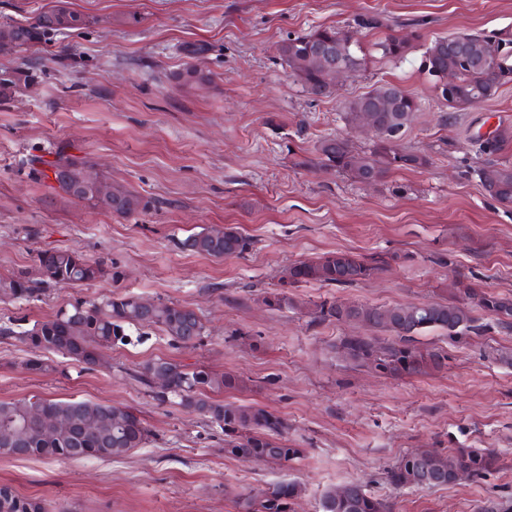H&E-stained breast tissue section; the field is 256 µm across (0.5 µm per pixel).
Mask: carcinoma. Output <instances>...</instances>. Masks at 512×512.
Wrapping results in <instances>:
<instances>
[{
  "label": "carcinoma",
  "instance_id": "cac0c4a2",
  "mask_svg": "<svg viewBox=\"0 0 512 512\" xmlns=\"http://www.w3.org/2000/svg\"><path fill=\"white\" fill-rule=\"evenodd\" d=\"M385 26L377 15H364L354 20L352 30L321 27L307 34L289 38L278 46L282 60L291 74L307 90L320 84L317 70L298 72L290 63V56L298 54L312 41L333 40L342 45L343 56L353 70L366 64V53L359 41L348 39L363 30L372 31ZM61 28L47 26L43 20L26 25L17 51H27L42 43L52 32ZM455 36L437 37L424 52L423 66L433 77V88L446 77L448 69L457 71L456 92L436 93L440 103L449 108H465L470 104L489 100L499 90L512 83V63L500 58L501 48L512 44V29H503L487 37L472 35L487 67L464 66L442 47ZM375 51L390 62L404 60L412 49L406 37L388 35L374 43ZM184 86L212 83V74L204 69L193 70L190 64L175 75ZM372 104L367 92L348 100L343 119L354 127L361 121L360 109ZM420 102L405 93L396 101V111L379 113L382 131L366 152H358L349 139L336 136L320 142L317 152L321 164L348 176L356 183L370 179L377 183L387 174L401 169H422L429 165L428 155L412 152L399 144V135L410 127ZM512 145V127H501L492 138L479 144V152L494 155ZM43 180L59 166L78 175L85 164L66 158L55 161L40 160ZM483 188L502 205H512V166L491 164L477 169ZM112 198L120 207L113 210L106 202L95 206L129 215L147 208L143 200L124 187H116ZM185 251L216 259L240 256L253 247L250 237L238 228L226 225L220 229L204 227L178 241ZM404 260L394 252L371 256L345 252H327L314 259L298 261L288 267L279 279L278 287L265 292L262 302L272 311L294 307L289 289L301 283L320 282L339 288L355 286L374 278L379 272ZM39 277L24 273L0 277L3 295L31 301L39 298L46 285L77 288L109 273L73 250H52L38 257ZM111 277L119 276L115 271ZM143 298L113 294L99 301L77 299L70 308L60 310L54 317L35 322L32 327L17 331L13 322L0 325V338H15L34 356L25 362L32 374H43L52 366L39 353L58 354L87 366L100 363L103 350L129 343L130 332L142 328H157L174 341L191 346L204 334L205 328L196 311L186 305L158 300L146 308ZM492 318L503 329H512V297L488 290L476 278L459 276L451 299L409 303L393 307L368 306L355 301L324 299L314 303V320L352 324L371 322L373 329L388 334L378 336L351 335L343 337L337 349L346 359L359 366H371L391 377L433 374L448 366V357L436 347L419 344L417 337L432 330L448 334L461 331L480 332L477 314ZM133 378L161 401L168 396L178 404L192 409L217 426L224 433V455L239 460L259 463L271 457L286 465L300 459L304 449L288 448V423L258 405L226 402L214 397L224 390L245 387V381L228 372H215L204 365L178 364L157 358L139 365ZM46 402L51 418L68 426L61 433L53 424L40 423L29 429L25 442L9 443L17 429L31 422V414L40 402ZM148 429L130 409L89 400L68 399L56 401L38 395L13 401H0V456L36 457L47 460L82 458H118L141 448L148 441ZM498 453L491 448H455L446 454L430 449L411 450L397 459L386 471L387 482L395 489H433L456 483L457 474L468 471L479 478L496 470ZM303 488L296 481H275L255 494L238 496L237 512H293V505ZM319 512H393L391 504L372 496L358 481L342 487L326 489L318 503ZM0 512H50L46 504L35 498L24 497L8 486H0Z\"/></svg>",
  "mask_w": 512,
  "mask_h": 512
}]
</instances>
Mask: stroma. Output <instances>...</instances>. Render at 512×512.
Here are the masks:
<instances>
[{"instance_id": "obj_1", "label": "stroma", "mask_w": 512, "mask_h": 512, "mask_svg": "<svg viewBox=\"0 0 512 512\" xmlns=\"http://www.w3.org/2000/svg\"><path fill=\"white\" fill-rule=\"evenodd\" d=\"M87 26L49 35L39 51L0 53V68L27 74L0 93V276L35 274L39 254L72 249L109 269L78 288L49 286L41 300L0 299V321L26 329L75 299L126 292L194 309L206 332L189 348L160 330L112 349L102 366L51 356L55 370L32 375L31 352L0 339V400L33 394L86 399L134 411L147 443L110 459L49 461L0 456V485L58 512H237L236 493L279 480L305 492L295 512H317L321 492L357 480L395 512H478L512 498V331L490 323L481 334L432 331L422 345L448 357L446 370L394 378L341 357L360 325L318 323L326 298L373 306L445 301L456 274L512 295V208L491 199L476 174L512 164V146L486 157L478 136L512 127V84L464 110L437 101L420 63L429 42L452 33L512 29V0H70ZM375 14L413 49L394 63L371 57L323 94L306 91L280 58L279 44L320 27L343 28ZM213 82L175 80L186 48ZM393 84L421 107L404 147L430 164L396 170L365 186L323 166L327 137L368 150L342 104ZM86 162L147 207L117 215L43 184L32 159ZM252 238L244 255L216 260L176 242L213 225ZM402 254L371 281L338 288L317 282L291 294L296 308L268 310L260 295L294 261L329 251ZM119 279H112V272ZM164 358L231 372L246 382L225 400L258 404L288 423L300 460L279 467L226 457L223 435L196 412L157 401L128 369ZM493 448L487 477L445 488L394 489L387 469L405 452Z\"/></svg>"}]
</instances>
